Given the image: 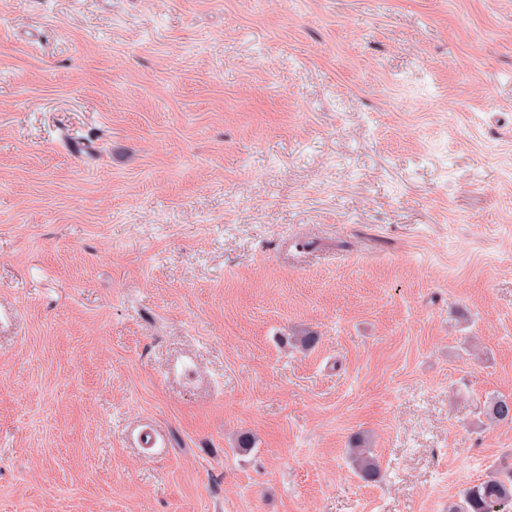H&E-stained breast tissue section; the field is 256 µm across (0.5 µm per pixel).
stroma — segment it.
<instances>
[{"mask_svg":"<svg viewBox=\"0 0 512 512\" xmlns=\"http://www.w3.org/2000/svg\"><path fill=\"white\" fill-rule=\"evenodd\" d=\"M496 396L512 0H0V512H448ZM363 448H351V455L356 464L359 475L367 481L377 480L380 476L378 461Z\"/></svg>","mask_w":512,"mask_h":512,"instance_id":"stroma-1","label":"stroma"}]
</instances>
